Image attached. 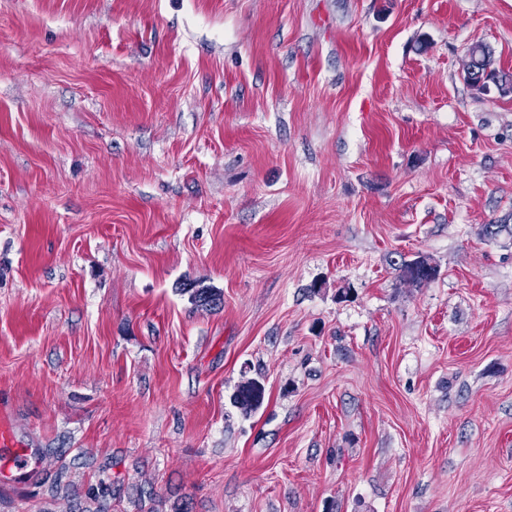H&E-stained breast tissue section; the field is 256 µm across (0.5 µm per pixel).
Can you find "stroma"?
<instances>
[{"mask_svg":"<svg viewBox=\"0 0 512 512\" xmlns=\"http://www.w3.org/2000/svg\"><path fill=\"white\" fill-rule=\"evenodd\" d=\"M476 44L512 0H0V512H512ZM402 277L413 283H422L433 280L437 275L436 266L432 265L427 258L418 257L417 259L400 266ZM265 398V388L258 379H248L242 382L234 396L233 402L240 410L248 414L258 409Z\"/></svg>","mask_w":512,"mask_h":512,"instance_id":"1","label":"stroma"}]
</instances>
